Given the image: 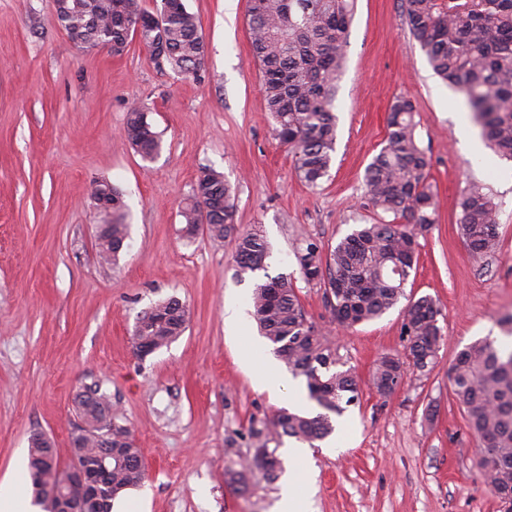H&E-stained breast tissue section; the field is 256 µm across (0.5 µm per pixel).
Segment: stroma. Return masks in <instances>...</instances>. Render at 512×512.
<instances>
[{
	"label": "stroma",
	"instance_id": "stroma-1",
	"mask_svg": "<svg viewBox=\"0 0 512 512\" xmlns=\"http://www.w3.org/2000/svg\"><path fill=\"white\" fill-rule=\"evenodd\" d=\"M184 3L206 43L197 80L154 60L136 37L117 57L106 46L80 49L58 26L53 0H0V481L36 432L52 438L59 468L70 465L76 398L97 383L146 463L144 484L115 499L114 512H270L280 485L244 469L254 454L249 429L294 400L254 385L241 360L259 337L253 322L238 333L224 325L225 305L249 309L254 277L236 276L230 242L183 235L181 207L212 168L236 190V224L263 231L268 273L291 277L360 387V406L309 450L313 512H497L448 366L478 339H512V162L468 153L476 127L463 97L433 74L400 0H355L336 153L328 177L309 187L261 92L248 0ZM399 97L416 106L437 199L406 293L437 300L442 340L431 370H408L383 398L370 377L383 354L405 352L400 308L342 329L323 286L300 277L294 251L309 241L333 246L371 222L363 175ZM135 105L161 135L150 160L125 135ZM97 179L118 186L128 206L130 237L114 265L95 248ZM472 182L498 202L499 249L481 260L457 224ZM169 297L190 309L184 334L136 356L137 314Z\"/></svg>",
	"mask_w": 512,
	"mask_h": 512
}]
</instances>
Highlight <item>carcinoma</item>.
<instances>
[{
	"instance_id": "1",
	"label": "carcinoma",
	"mask_w": 512,
	"mask_h": 512,
	"mask_svg": "<svg viewBox=\"0 0 512 512\" xmlns=\"http://www.w3.org/2000/svg\"><path fill=\"white\" fill-rule=\"evenodd\" d=\"M251 47L262 73L261 89L280 142L295 158L299 178L314 188L328 176L336 153L337 82L345 66L354 0H249ZM163 27L146 29L142 42L161 49L172 69L196 77L205 56V41L195 15L183 0H162ZM150 12L140 0H55V18L65 31L81 35L80 47L107 44L112 54L124 53L136 35L135 24ZM403 21L437 76L464 94L471 120L489 148L512 160V0H402ZM126 136L142 158L152 157L160 139L147 113L133 107ZM430 161L419 146L414 106L396 99L387 118L382 147L365 169L366 205L374 223L359 224L328 253L315 242L295 258L308 283L325 287L334 321L351 329L380 318L405 297L418 262V237L436 222L437 203L428 181ZM94 201L112 198V222L97 227V245L107 262H116L128 238L121 190L108 180L93 183ZM235 189L224 175L206 169L194 195L182 208L185 233L201 227L213 240H229L236 274L266 270L268 243L256 228L234 223ZM458 223L473 257L497 252V205L478 183L461 195ZM252 318L273 354L291 374L302 377L309 400L320 408L314 415L280 410L262 427L250 428L255 452L252 464L267 479L278 478L276 449L284 436L314 444L330 436L331 415L342 416L359 400V388L338 349L311 322L292 279L264 274L254 283ZM405 357L385 354L376 364L371 387L381 397L402 384L406 367L420 371L434 365L442 337L440 309L431 296L412 299L402 309ZM189 310L170 297L142 311L133 329L136 355L143 358L169 346L186 331ZM448 381L464 407L466 426L485 449L481 474L498 499L499 512H512V349L484 339L458 351L448 368ZM88 404L78 397L82 420L72 433L73 461L92 468L105 462L111 471L101 486L100 502L91 509L110 512L111 502L145 479L141 453L129 429L112 411L110 397L97 386ZM29 469H41L32 480L42 512H57L52 495L65 471L54 461L50 438L29 439Z\"/></svg>"
}]
</instances>
